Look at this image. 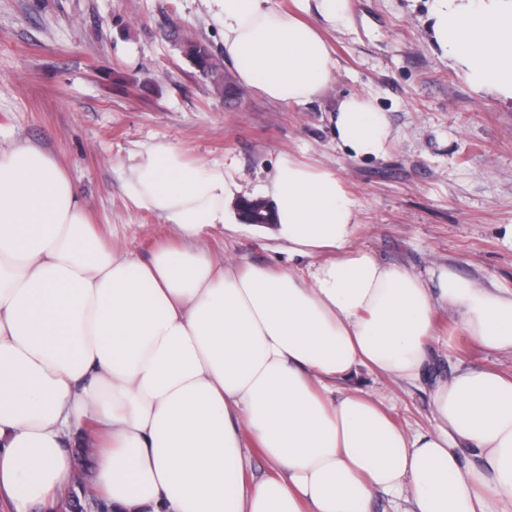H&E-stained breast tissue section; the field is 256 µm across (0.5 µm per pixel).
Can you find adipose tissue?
<instances>
[{"mask_svg": "<svg viewBox=\"0 0 512 512\" xmlns=\"http://www.w3.org/2000/svg\"><path fill=\"white\" fill-rule=\"evenodd\" d=\"M239 82L279 104L319 97L334 68L312 14L345 0H213ZM435 44L475 92L512 103V0H434ZM337 145L380 156L372 98L332 117ZM133 200L176 232L148 259L106 242L48 153L0 149V500L45 512L71 485L73 445L112 512H512V375L433 369L449 313L464 336L512 356V289L438 266L421 273L351 245L355 201L338 175L283 159L263 194L292 269L227 264L199 240L229 221L238 186L158 145L132 167ZM428 384L435 426L399 427L358 367ZM269 463L246 479L249 448Z\"/></svg>", "mask_w": 512, "mask_h": 512, "instance_id": "obj_1", "label": "adipose tissue"}]
</instances>
